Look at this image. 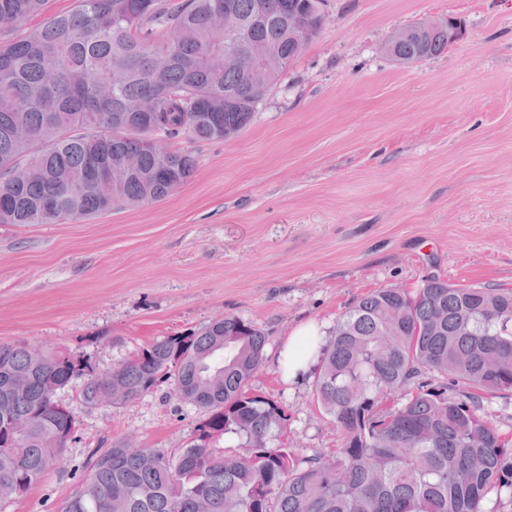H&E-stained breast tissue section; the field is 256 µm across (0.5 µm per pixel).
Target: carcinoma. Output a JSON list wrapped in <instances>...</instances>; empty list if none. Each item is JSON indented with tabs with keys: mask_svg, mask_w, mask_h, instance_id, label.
Returning a JSON list of instances; mask_svg holds the SVG:
<instances>
[{
	"mask_svg": "<svg viewBox=\"0 0 512 512\" xmlns=\"http://www.w3.org/2000/svg\"><path fill=\"white\" fill-rule=\"evenodd\" d=\"M322 2L76 0L11 40L8 28L40 15L45 0H0V224H60L168 196L196 161L153 137L239 134L258 105L248 97L254 74L268 87L288 69L307 46L290 17L322 19ZM224 10L227 31L216 20ZM447 49L445 20L384 46L404 66ZM231 50L258 71L224 61ZM140 99L150 111L129 112ZM129 152L138 173L112 182ZM267 342L226 315L157 339L101 377L59 351L0 342V508L67 448L75 421L55 395L76 378L89 407L121 408L169 382L204 419L173 457L129 442L95 450L64 512H198L199 501L206 512H484L490 491H512V442L481 414L486 395L512 392L511 288L433 275L413 295L395 286L360 297L320 348L314 393L341 438L330 461L304 462L282 445L284 409L249 389ZM408 386L405 401H392ZM227 434L244 453L217 446Z\"/></svg>",
	"mask_w": 512,
	"mask_h": 512,
	"instance_id": "carcinoma-1",
	"label": "carcinoma"
}]
</instances>
